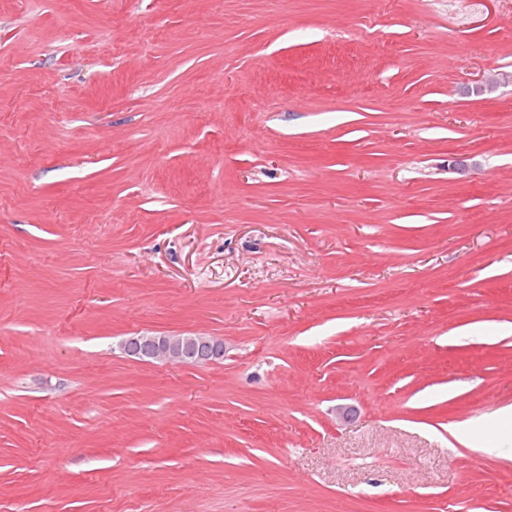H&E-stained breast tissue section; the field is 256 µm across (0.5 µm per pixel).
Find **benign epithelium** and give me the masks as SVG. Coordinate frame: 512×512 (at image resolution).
Instances as JSON below:
<instances>
[{"label":"benign epithelium","instance_id":"obj_1","mask_svg":"<svg viewBox=\"0 0 512 512\" xmlns=\"http://www.w3.org/2000/svg\"><path fill=\"white\" fill-rule=\"evenodd\" d=\"M128 355H144L150 360H166L181 365H200L221 359L218 342L207 336H130L123 342Z\"/></svg>","mask_w":512,"mask_h":512}]
</instances>
